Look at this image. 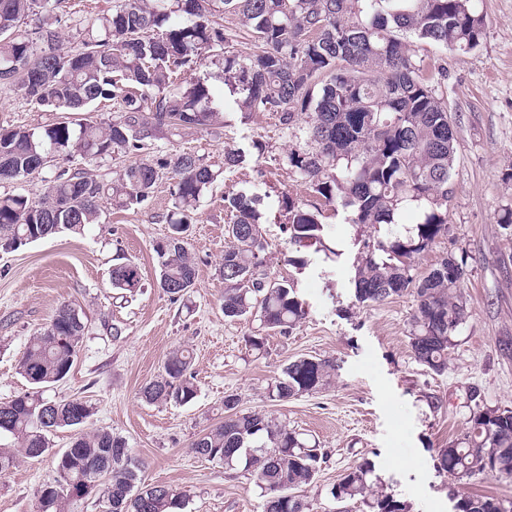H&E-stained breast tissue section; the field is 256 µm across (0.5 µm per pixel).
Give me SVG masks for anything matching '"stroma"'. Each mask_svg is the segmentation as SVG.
Returning <instances> with one entry per match:
<instances>
[{
	"mask_svg": "<svg viewBox=\"0 0 512 512\" xmlns=\"http://www.w3.org/2000/svg\"><path fill=\"white\" fill-rule=\"evenodd\" d=\"M114 0H62L53 15L63 46H71ZM486 17L481 45L470 52L443 51L414 43L418 57L445 68L431 82L443 94L456 132V162L448 196V231L414 264L426 274L448 254H465L463 295L468 318L448 350V370L435 374L416 362L408 343L411 295L380 304H356L349 287L362 241L374 228L355 231L342 208L324 204L308 185L280 163L302 139L289 135L277 114L243 112L225 105L228 90L214 65L191 71L207 84L221 126L212 133L171 137L152 132L138 156L190 152L220 178L204 193L197 221L187 235L197 279L184 297L173 300L157 286L156 243L169 231L173 208L170 180L151 199L126 210L106 209L84 234L67 232L0 252V402L30 391L16 371L29 336L51 320L56 308L72 304L87 324L78 357L67 378L45 391L48 399L78 396L96 412L81 427L90 433L112 429L124 437L142 464L148 485L184 491V512H262L263 499L249 476L226 473L223 465L195 455L191 443L224 419V397L237 395L243 412L260 411L307 433L328 454L303 494L312 512H332L327 492L345 470L362 461L384 493L405 502L409 512H456L465 495L512 502V479L476 476L457 480L438 468V453L467 428L471 389L485 406L512 408V231L498 222L512 206V0H476ZM16 87L0 85V127L33 128L58 121ZM258 147L259 161L231 169L224 154ZM130 160L126 157L54 161L40 173L0 184V193L36 197L55 170L79 168L109 184ZM248 190L263 199L261 228L267 242L265 269L293 282L307 309L289 334L269 335L266 353L255 357L246 338L251 319L228 321L222 303L224 281L218 267L227 243V196ZM288 194L322 210L340 257L306 249L311 267L290 265L295 253L277 210ZM142 269L144 287L123 297L112 287L115 258ZM193 354L198 394L186 405L151 404L141 388L161 371L175 348ZM302 356L336 363L330 385L285 401H273L267 385L284 365ZM52 459L20 460L0 477V512H37L38 492L52 482Z\"/></svg>",
	"mask_w": 512,
	"mask_h": 512,
	"instance_id": "1",
	"label": "stroma"
}]
</instances>
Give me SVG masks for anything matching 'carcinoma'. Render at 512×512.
<instances>
[{
    "label": "carcinoma",
    "mask_w": 512,
    "mask_h": 512,
    "mask_svg": "<svg viewBox=\"0 0 512 512\" xmlns=\"http://www.w3.org/2000/svg\"><path fill=\"white\" fill-rule=\"evenodd\" d=\"M50 0H0V84L16 86L51 112H87L99 99L115 101L124 115L108 122L86 116L32 129L0 127V183L42 171L49 160L78 154L125 157L142 149L150 130L180 136L207 131L218 113L209 87L180 75L209 57L224 62V85L246 112H279L286 129L300 128L306 147L289 150L282 164L328 204L338 203L347 223L385 227V235L363 242L350 281L360 304H379L410 294L414 310L408 340L414 359L435 374L448 370V348L468 317L462 288L467 259L448 254L429 272L412 274L416 256L448 230V190L455 161V129L443 97L429 85L410 40L444 50L470 52L483 38L486 19L473 0H115L112 13L98 18L73 47L59 49L58 32L44 12ZM238 17L252 48L245 55L225 51L239 34L215 25L213 13ZM184 13L191 21L170 22ZM38 22L33 40L19 32ZM172 180L176 212L170 231L155 246L159 288L175 299L194 287L196 266L185 239L197 221L200 196L218 180L202 158L166 153L126 166L112 185L76 170L50 178L39 198L0 194V249L68 232L81 235L98 224L103 204L115 209L152 197L162 174ZM231 215L229 242L219 267L224 279V317H251V350L265 351L270 332L286 333L305 318L294 284L264 269L261 197L239 192L225 199ZM278 207L288 216L290 243L327 247L321 212L285 194ZM407 207L420 211L412 228L398 229ZM112 287L135 295L143 288L138 264L117 262ZM86 329L83 316L63 303L51 321L30 337L18 371L34 391L0 403V435L14 447L0 448V477L33 449L52 454L55 479L41 487L38 512H72L94 494L112 499V512H183L186 494L165 485L145 486L135 497L141 464L118 456L125 439L108 428L76 433L71 452L52 451L50 435L75 429L93 414L88 401H48L42 392L67 378ZM335 365L300 357L288 362L268 386V398L287 400L328 385ZM148 403L194 400L192 354L178 348L162 371L140 391ZM467 432L439 451L440 470L454 478L479 475L512 478V408L489 409L472 394ZM235 394L224 396V421L196 438L192 452L248 475L264 497V512H311L300 495L326 462V453L302 433L260 412L238 410ZM48 414L44 421L40 413ZM373 466L364 461L343 473L330 490L338 507L361 503L367 512H408L405 503L375 489ZM500 500L461 497L457 512H499Z\"/></svg>",
    "instance_id": "1"
}]
</instances>
